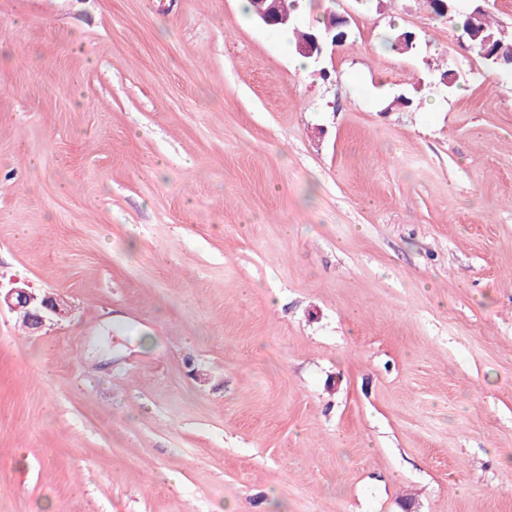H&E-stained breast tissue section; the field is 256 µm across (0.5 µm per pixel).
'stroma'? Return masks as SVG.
<instances>
[{
	"mask_svg": "<svg viewBox=\"0 0 512 512\" xmlns=\"http://www.w3.org/2000/svg\"><path fill=\"white\" fill-rule=\"evenodd\" d=\"M468 6L305 0L349 37L293 72L239 0H0V288L69 310H0V512H512V72ZM482 10L478 12H474V8L471 7L463 16L462 21V32L463 34L470 40L469 42L474 44V49L481 55L484 51L482 47V40L491 35H495L494 41L488 45L487 48L490 49V53L495 54L502 59H512V41L509 39H503L499 35V31H497V27L493 26L489 21V14L484 9V5ZM471 35L478 36L476 41L471 40ZM3 305L10 309L26 308L28 318L26 312H24V316L27 323L29 320L32 329H40L44 325L45 316L43 313L45 312L56 317H64L67 314L64 303L57 298L53 296L39 298L35 293L21 286L10 288L5 294L0 289V309Z\"/></svg>",
	"mask_w": 512,
	"mask_h": 512,
	"instance_id": "1",
	"label": "stroma"
}]
</instances>
